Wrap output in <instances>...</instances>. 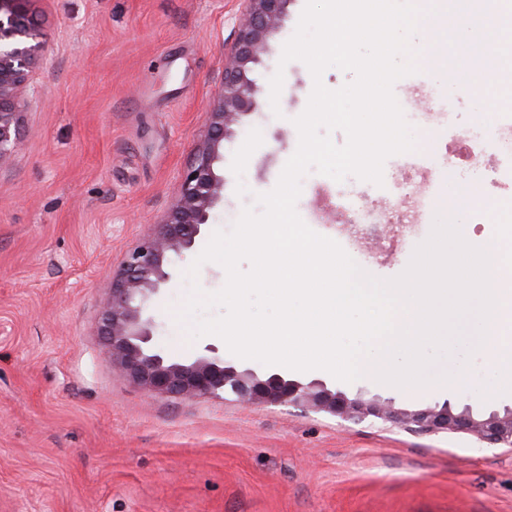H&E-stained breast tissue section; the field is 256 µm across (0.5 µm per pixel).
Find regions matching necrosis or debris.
<instances>
[{
    "label": "necrosis or debris",
    "mask_w": 512,
    "mask_h": 512,
    "mask_svg": "<svg viewBox=\"0 0 512 512\" xmlns=\"http://www.w3.org/2000/svg\"><path fill=\"white\" fill-rule=\"evenodd\" d=\"M424 126L431 131H447L448 140L427 161L413 154L397 155L387 166L383 187L373 198L357 192H337L330 203L343 223L360 229L375 223L386 212L394 224L427 223L435 203L430 188L444 169H457L481 184L497 204L512 203V113L485 115L481 127L463 123L456 112H426ZM466 144V158H459L456 144Z\"/></svg>",
    "instance_id": "obj_1"
}]
</instances>
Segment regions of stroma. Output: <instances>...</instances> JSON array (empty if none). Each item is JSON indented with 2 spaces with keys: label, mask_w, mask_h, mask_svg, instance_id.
<instances>
[{
  "label": "stroma",
  "mask_w": 512,
  "mask_h": 512,
  "mask_svg": "<svg viewBox=\"0 0 512 512\" xmlns=\"http://www.w3.org/2000/svg\"><path fill=\"white\" fill-rule=\"evenodd\" d=\"M306 0H291L252 78L255 106L224 142V194L170 280L147 300L150 347L213 348L259 377L320 383L409 410L512 407L490 354L459 345L435 362L463 381L401 388L271 367L190 339L175 312L186 272L218 229L271 191L296 151L313 78L279 67ZM243 0H33L42 43L24 93L23 145L0 164V512H512V448L463 433L350 422L294 405L150 397L112 369L101 311L127 253L164 223L206 129ZM283 70L278 108L269 80ZM429 67L394 86L417 107L447 93ZM336 181L309 172L296 209L379 279L407 268L428 224L336 225Z\"/></svg>",
  "instance_id": "1"
}]
</instances>
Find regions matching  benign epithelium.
I'll return each instance as SVG.
<instances>
[{
	"label": "benign epithelium",
	"instance_id": "7a95c632",
	"mask_svg": "<svg viewBox=\"0 0 512 512\" xmlns=\"http://www.w3.org/2000/svg\"><path fill=\"white\" fill-rule=\"evenodd\" d=\"M31 2L0 0V164L22 143V94L39 62V45L34 43L38 25ZM290 3L247 0L233 50L224 63L218 105L209 113L206 132L182 175L175 204L166 222L128 254L121 276L112 282V299L103 307L101 327L112 366L150 395L215 397L229 385L252 404L300 405L348 420L373 416L428 431L463 432L481 442L511 448L512 408L476 415L468 405L457 411L446 403L440 408L408 411L394 408L390 400H351L322 384L302 385L278 374L262 379L224 365L218 356L170 360L145 347L151 332L140 301L170 279L166 267L171 257L193 246L224 192V179L214 165L224 138L233 134L255 106L251 73L262 62L270 36L282 27Z\"/></svg>",
	"mask_w": 512,
	"mask_h": 512
}]
</instances>
